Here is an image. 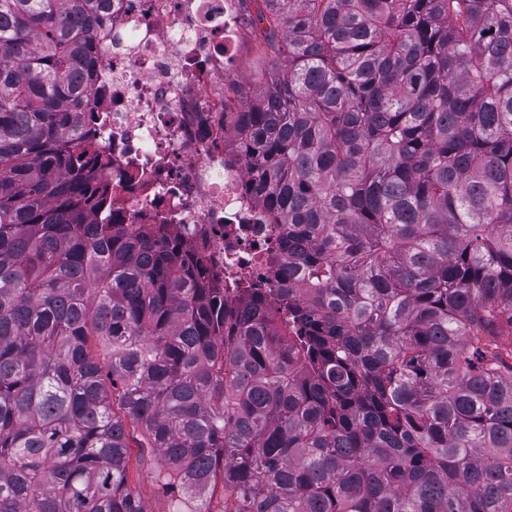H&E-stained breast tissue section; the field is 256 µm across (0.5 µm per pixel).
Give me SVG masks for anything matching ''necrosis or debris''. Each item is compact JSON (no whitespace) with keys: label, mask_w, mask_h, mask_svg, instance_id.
Segmentation results:
<instances>
[{"label":"necrosis or debris","mask_w":512,"mask_h":512,"mask_svg":"<svg viewBox=\"0 0 512 512\" xmlns=\"http://www.w3.org/2000/svg\"><path fill=\"white\" fill-rule=\"evenodd\" d=\"M242 29L240 0H112L78 128L99 148L107 217L166 225L229 301L278 292L286 230L249 190L224 104Z\"/></svg>","instance_id":"necrosis-or-debris-1"}]
</instances>
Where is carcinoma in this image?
<instances>
[{"mask_svg":"<svg viewBox=\"0 0 512 512\" xmlns=\"http://www.w3.org/2000/svg\"><path fill=\"white\" fill-rule=\"evenodd\" d=\"M107 0H0V512H512V0H262L237 113L288 287L99 221ZM129 454L131 488L142 498L148 512H168L169 499L152 479L153 461L149 456L148 448H137L136 444L132 443Z\"/></svg>","mask_w":512,"mask_h":512,"instance_id":"1","label":"carcinoma"}]
</instances>
